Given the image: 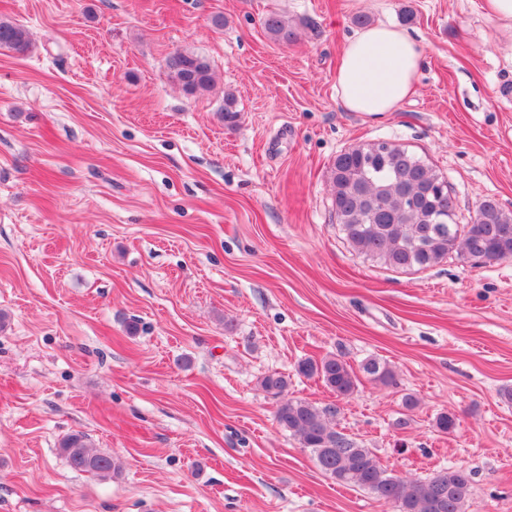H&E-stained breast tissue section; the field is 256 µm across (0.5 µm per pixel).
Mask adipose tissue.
I'll return each instance as SVG.
<instances>
[{
    "label": "adipose tissue",
    "instance_id": "1",
    "mask_svg": "<svg viewBox=\"0 0 512 512\" xmlns=\"http://www.w3.org/2000/svg\"><path fill=\"white\" fill-rule=\"evenodd\" d=\"M420 45L405 30L373 25L344 46L336 70V91L351 112H393L413 93Z\"/></svg>",
    "mask_w": 512,
    "mask_h": 512
}]
</instances>
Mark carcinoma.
<instances>
[{
  "instance_id": "obj_1",
  "label": "carcinoma",
  "mask_w": 512,
  "mask_h": 512,
  "mask_svg": "<svg viewBox=\"0 0 512 512\" xmlns=\"http://www.w3.org/2000/svg\"><path fill=\"white\" fill-rule=\"evenodd\" d=\"M268 35L289 43L295 31L288 19L271 13L263 20ZM18 54L32 49L27 29L0 20V49ZM170 77L189 94L203 93L214 83L209 59L177 50L166 59ZM448 178L408 148L389 142L361 144L336 156L330 168L332 212L345 239L358 252L401 271L425 270L456 253L477 262L512 259V212L492 198L482 199L470 224L457 221L455 197ZM298 374L320 380L336 397L352 395L358 373L382 385L395 382L392 368L370 358L354 368L335 356L298 362ZM260 385L279 399L278 426L308 450L318 468L340 485L367 490L394 505L397 512H466L471 496L470 473L461 467L441 470L425 479L398 477L373 451L337 429L340 406H319L286 395L288 379L278 372ZM71 469L101 478L116 476L121 464L99 453L73 433L60 443Z\"/></svg>"
}]
</instances>
